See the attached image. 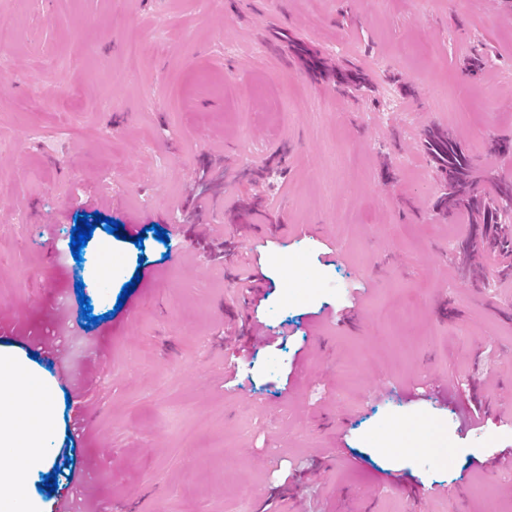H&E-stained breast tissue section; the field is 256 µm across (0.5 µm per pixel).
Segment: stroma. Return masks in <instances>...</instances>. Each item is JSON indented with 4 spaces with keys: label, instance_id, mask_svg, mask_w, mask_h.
Wrapping results in <instances>:
<instances>
[{
    "label": "stroma",
    "instance_id": "1",
    "mask_svg": "<svg viewBox=\"0 0 512 512\" xmlns=\"http://www.w3.org/2000/svg\"><path fill=\"white\" fill-rule=\"evenodd\" d=\"M0 29V352L52 392L42 512H512V277L464 273L423 148L512 179V0H0ZM83 213L142 246L102 221L73 258ZM417 418L435 441L395 447Z\"/></svg>",
    "mask_w": 512,
    "mask_h": 512
}]
</instances>
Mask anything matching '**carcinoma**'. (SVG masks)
Instances as JSON below:
<instances>
[{"mask_svg": "<svg viewBox=\"0 0 512 512\" xmlns=\"http://www.w3.org/2000/svg\"><path fill=\"white\" fill-rule=\"evenodd\" d=\"M336 84L360 87L365 75L355 69L331 71ZM425 149L437 172L444 179L441 208L448 213L460 209L469 212L472 230L461 243V252L473 257L488 252L512 254V216L505 201L512 200V179L496 178L482 172L460 143L439 129L425 134Z\"/></svg>", "mask_w": 512, "mask_h": 512, "instance_id": "carcinoma-1", "label": "carcinoma"}]
</instances>
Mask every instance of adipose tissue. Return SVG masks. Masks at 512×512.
<instances>
[{
	"label": "adipose tissue",
	"instance_id": "ef3b65f1",
	"mask_svg": "<svg viewBox=\"0 0 512 512\" xmlns=\"http://www.w3.org/2000/svg\"><path fill=\"white\" fill-rule=\"evenodd\" d=\"M52 425L47 384L13 356L0 353V449L13 452L0 464V512H38L17 492L20 469L44 465L42 438Z\"/></svg>",
	"mask_w": 512,
	"mask_h": 512
}]
</instances>
